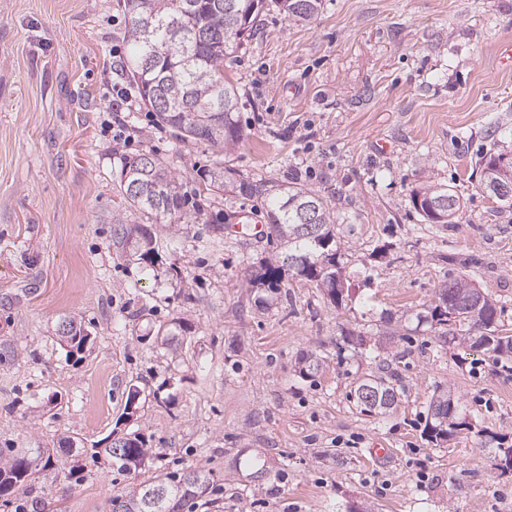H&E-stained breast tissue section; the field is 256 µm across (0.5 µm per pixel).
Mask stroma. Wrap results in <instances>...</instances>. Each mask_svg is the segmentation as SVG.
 Segmentation results:
<instances>
[{
  "instance_id": "35a3bbf8",
  "label": "stroma",
  "mask_w": 512,
  "mask_h": 512,
  "mask_svg": "<svg viewBox=\"0 0 512 512\" xmlns=\"http://www.w3.org/2000/svg\"><path fill=\"white\" fill-rule=\"evenodd\" d=\"M323 4L308 23L263 12L225 58L243 138L218 155L142 104L127 0H0V448L51 454L0 512H111L113 497L195 467L212 490L188 512H512V475L484 438L512 444V361L443 344L425 320L462 275L512 335V209L481 191L478 165L512 151V70L498 62L512 0ZM141 154L180 173V220L125 201L121 163ZM219 162L299 179L339 214L340 303L298 278L269 307L244 287L276 246L226 233L242 212L263 223L264 202L207 190ZM425 184L458 193L455 223L414 210ZM116 217L150 226L153 270L117 246ZM69 319L90 337L78 355L57 333ZM303 352L318 372L300 374ZM383 361L399 403L361 414L350 392ZM442 389L472 427L436 445L423 429ZM133 431L154 458L128 474L100 449ZM68 439L84 465L71 477Z\"/></svg>"
}]
</instances>
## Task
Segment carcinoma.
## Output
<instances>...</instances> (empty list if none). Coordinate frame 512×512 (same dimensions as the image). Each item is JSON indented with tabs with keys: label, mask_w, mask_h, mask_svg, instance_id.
I'll return each mask as SVG.
<instances>
[{
	"label": "carcinoma",
	"mask_w": 512,
	"mask_h": 512,
	"mask_svg": "<svg viewBox=\"0 0 512 512\" xmlns=\"http://www.w3.org/2000/svg\"><path fill=\"white\" fill-rule=\"evenodd\" d=\"M132 45L128 72L137 84L143 103L154 114L158 125L173 130L184 142H202L219 155L234 147L242 131L234 117L238 89L224 78V56L236 51L250 36L258 15L272 6L294 21H306L319 14L322 0H130ZM500 152H487L480 160V188L491 198H499L496 182L502 179L492 164ZM209 190L231 198L261 196L266 201L270 234L284 248V255L267 261L246 281L248 288L281 292L288 275L316 284L333 301L342 298L340 255L333 225L338 217L315 191L304 186H287L266 179L241 175L217 164L205 175ZM120 189L129 205L155 217L175 216L186 203L180 175L163 160L140 155L122 162ZM412 203L429 224H451L461 209V200L451 189L428 185L412 192ZM117 243L133 245L139 260L148 266L155 262L154 238L146 227L113 220ZM473 285L461 276L437 289L430 319L440 327V338L470 342L504 358H512V336L499 335L498 305L481 295L478 308L466 302ZM460 302L457 316L448 317L440 309L445 301ZM481 332L471 336V330ZM369 387L381 397L398 399L395 375H373L358 382L354 400L360 412L384 414L360 401L359 391ZM469 428L459 402L448 401V392L430 402L424 434L431 442H443L455 432ZM121 455H116V445ZM104 453L119 469L135 473L152 456L139 432L112 440ZM50 463L44 450L18 455L0 462V495L9 493L39 466ZM211 473L195 467L185 473L143 484L128 495L112 499V512H182L185 502L207 493Z\"/></svg>",
	"instance_id": "carcinoma-1"
}]
</instances>
